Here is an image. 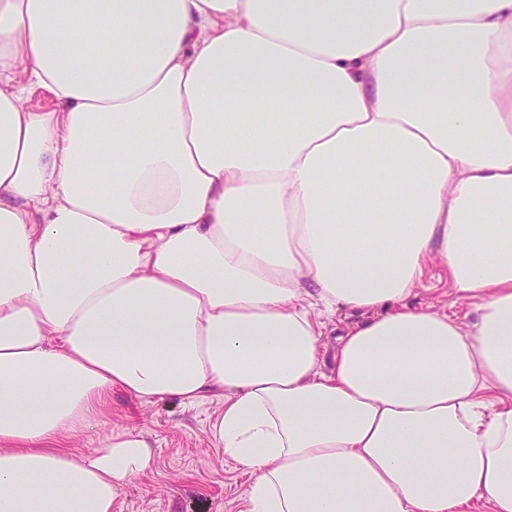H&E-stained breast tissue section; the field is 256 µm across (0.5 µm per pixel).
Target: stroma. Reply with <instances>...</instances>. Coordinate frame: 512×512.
<instances>
[{
    "label": "stroma",
    "instance_id": "1",
    "mask_svg": "<svg viewBox=\"0 0 512 512\" xmlns=\"http://www.w3.org/2000/svg\"><path fill=\"white\" fill-rule=\"evenodd\" d=\"M416 306L442 309L458 323L473 318L471 302L458 299L440 262L431 263ZM214 403L186 407L176 401L148 402L113 388L109 406L81 440L86 453L103 447L112 434L136 431L154 447L150 471L127 483L113 502V512H247L248 477L219 457L210 437Z\"/></svg>",
    "mask_w": 512,
    "mask_h": 512
}]
</instances>
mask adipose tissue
<instances>
[{
	"instance_id": "adipose-tissue-1",
	"label": "adipose tissue",
	"mask_w": 512,
	"mask_h": 512,
	"mask_svg": "<svg viewBox=\"0 0 512 512\" xmlns=\"http://www.w3.org/2000/svg\"><path fill=\"white\" fill-rule=\"evenodd\" d=\"M116 386L247 512H512V0H0V512H112ZM25 105L31 110L44 111L55 107L53 96L48 90L42 88L31 80H23ZM422 288L411 297L410 302L413 305H434L461 324L470 323L473 319L472 301L457 298L448 284L447 271L438 260L428 268Z\"/></svg>"
}]
</instances>
